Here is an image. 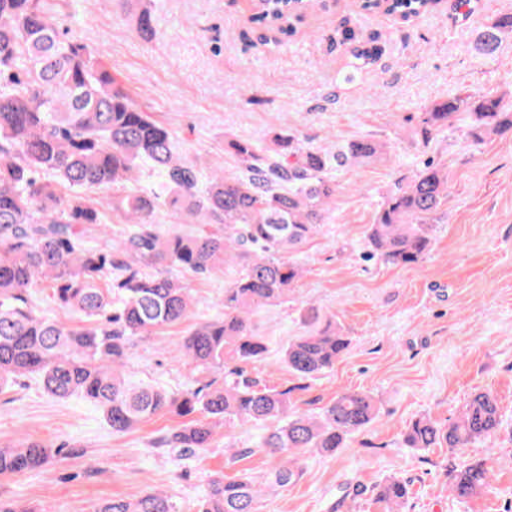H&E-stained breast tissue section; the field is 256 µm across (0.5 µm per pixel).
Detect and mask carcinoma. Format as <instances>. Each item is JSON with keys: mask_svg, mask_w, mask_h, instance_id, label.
Listing matches in <instances>:
<instances>
[{"mask_svg": "<svg viewBox=\"0 0 512 512\" xmlns=\"http://www.w3.org/2000/svg\"><path fill=\"white\" fill-rule=\"evenodd\" d=\"M305 0H264L254 22L292 32L291 19ZM57 0H0V389L23 377L39 378L50 396L80 397L102 410L112 430L125 432L163 412L187 417L182 428L155 441L159 448L205 450L219 424L237 421L275 427L256 444L270 458L261 482L243 473L211 482L196 512H256L273 486L297 481L302 449L334 453L378 415L372 395L346 391L313 415L296 409L294 388H269L243 376L241 365L263 360L264 337L251 316L293 291L302 276L298 254L330 218L336 172L382 160L386 142L360 137L331 146L304 144L293 133L271 143L231 139L237 168L208 170L183 158L176 139L117 84L95 52L64 25ZM135 27L155 34L153 11L142 8ZM512 36V14L491 19L477 33L481 54L493 56ZM466 113L476 142L512 132V107L490 95H453L419 117L429 136ZM149 166L155 187L138 185ZM112 189L90 199L88 189ZM448 173L424 164L403 188L384 200L367 238L370 255L394 266L418 263L429 252ZM170 210L188 224H210L192 234L163 230L155 222ZM128 227L118 239L108 214ZM233 261L241 270L224 286V317L197 324L177 345L199 373L224 370L195 390L169 392L124 372L137 337L191 319L194 296L180 273L207 275ZM63 311L86 322L73 328L38 313L29 297L42 284ZM350 346L336 322L314 324L282 350L288 371L307 380L332 369ZM496 397L475 395L456 421L410 422L409 448H463L501 426ZM52 457L49 445L27 442L0 448V476L35 471ZM494 477L484 461L452 475L451 490L466 499ZM407 481L379 485L384 512H405ZM95 512H180L165 492L113 498Z\"/></svg>", "mask_w": 512, "mask_h": 512, "instance_id": "carcinoma-1", "label": "carcinoma"}]
</instances>
